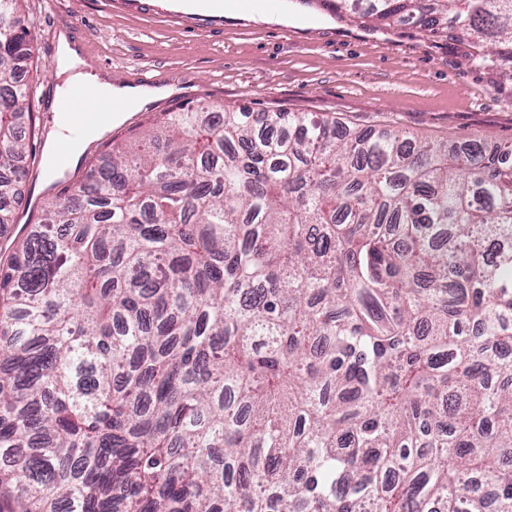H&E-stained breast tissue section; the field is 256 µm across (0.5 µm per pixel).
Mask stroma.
Listing matches in <instances>:
<instances>
[{"mask_svg":"<svg viewBox=\"0 0 512 512\" xmlns=\"http://www.w3.org/2000/svg\"><path fill=\"white\" fill-rule=\"evenodd\" d=\"M21 13L34 55L22 74L33 92L41 154L61 84L56 74L60 32L83 48V72L113 84L172 85L147 108L129 112L66 173L34 168L22 184L11 237L38 223L47 198L71 195L90 159L113 136L136 128L147 113L202 100L214 109L312 112L344 130L392 129L455 144L472 138L512 141V79L473 61L467 43L398 24L337 18L322 0H282L273 12L227 15L188 0H23Z\"/></svg>","mask_w":512,"mask_h":512,"instance_id":"stroma-1","label":"stroma"}]
</instances>
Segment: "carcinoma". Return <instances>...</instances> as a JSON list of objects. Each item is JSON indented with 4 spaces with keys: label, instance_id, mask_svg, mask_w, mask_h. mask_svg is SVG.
I'll return each instance as SVG.
<instances>
[{
    "label": "carcinoma",
    "instance_id": "1",
    "mask_svg": "<svg viewBox=\"0 0 512 512\" xmlns=\"http://www.w3.org/2000/svg\"><path fill=\"white\" fill-rule=\"evenodd\" d=\"M20 2L3 226L36 162ZM334 6L512 78V0ZM62 505L512 512V144L202 102L112 144L0 262V512Z\"/></svg>",
    "mask_w": 512,
    "mask_h": 512
}]
</instances>
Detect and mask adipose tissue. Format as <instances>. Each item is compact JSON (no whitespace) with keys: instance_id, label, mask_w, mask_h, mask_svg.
Wrapping results in <instances>:
<instances>
[{"instance_id":"ef3b65f1","label":"adipose tissue","mask_w":512,"mask_h":512,"mask_svg":"<svg viewBox=\"0 0 512 512\" xmlns=\"http://www.w3.org/2000/svg\"><path fill=\"white\" fill-rule=\"evenodd\" d=\"M83 63L80 52L67 38H60L57 57L59 74L65 75L66 85L78 82L95 81L104 96L110 99H119L132 105L141 106L152 100L168 94V87H131L116 86L104 78H91L90 74L81 72ZM123 113L110 112L103 119L90 128L84 130L81 137H72L68 128L62 122H55L49 135V145L52 152L65 153L70 159H77L95 140L100 138L113 123L123 120Z\"/></svg>"}]
</instances>
